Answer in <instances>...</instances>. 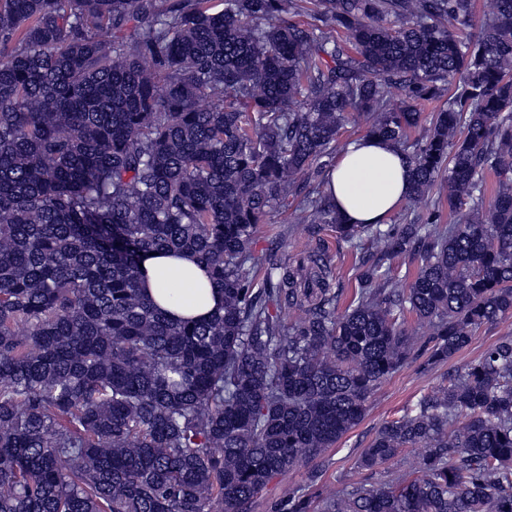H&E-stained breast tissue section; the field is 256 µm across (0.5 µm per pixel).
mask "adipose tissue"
<instances>
[{
  "label": "adipose tissue",
  "mask_w": 512,
  "mask_h": 512,
  "mask_svg": "<svg viewBox=\"0 0 512 512\" xmlns=\"http://www.w3.org/2000/svg\"><path fill=\"white\" fill-rule=\"evenodd\" d=\"M411 173L407 155L382 139L360 137L326 172L325 187L344 223L383 224L408 200ZM142 267L146 295L168 317L195 320L220 311L223 293L192 254H152Z\"/></svg>",
  "instance_id": "1"
}]
</instances>
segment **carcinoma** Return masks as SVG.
<instances>
[{"label": "carcinoma", "instance_id": "obj_1", "mask_svg": "<svg viewBox=\"0 0 512 512\" xmlns=\"http://www.w3.org/2000/svg\"><path fill=\"white\" fill-rule=\"evenodd\" d=\"M490 3L0 0V512H249L295 470L271 512H512V336L356 460L416 449L415 470L324 479L421 347L407 316L424 371L512 316V0ZM347 125L412 163L396 229L344 224L310 186ZM442 183L455 221L421 222ZM290 208L370 244L344 310L253 250ZM153 252L195 255L222 312L159 311ZM303 481V471H291L285 476L273 479L266 489L254 500L249 512H270V506L278 497L283 485H298L303 483Z\"/></svg>", "mask_w": 512, "mask_h": 512}]
</instances>
